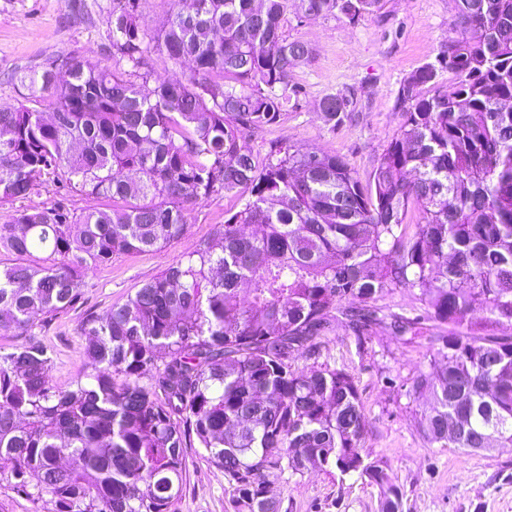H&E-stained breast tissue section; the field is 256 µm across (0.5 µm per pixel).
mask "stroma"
Masks as SVG:
<instances>
[{"instance_id": "1", "label": "stroma", "mask_w": 512, "mask_h": 512, "mask_svg": "<svg viewBox=\"0 0 512 512\" xmlns=\"http://www.w3.org/2000/svg\"><path fill=\"white\" fill-rule=\"evenodd\" d=\"M453 17V0H382L376 13L356 24L333 16L301 22L286 13L284 33L313 49L310 62L296 74L302 92L279 122L243 134L241 145L260 160L276 141L323 150L344 157L361 177H368L401 124L396 104L401 80L447 41ZM70 55L92 66H114L112 0H0L1 104L11 107L22 101L26 90L19 73ZM347 87L357 91L355 118L329 129L317 105L326 94ZM243 204L237 196L212 194L194 207L184 235L174 244L114 255L111 262L85 272L81 297L72 308L37 317L29 334L54 351L49 367L53 384L67 386L88 370L80 331L84 318L124 302ZM57 205L77 214L104 207L105 201L40 185L24 199L0 204V223L23 207ZM439 334L429 324L408 341L381 325L359 341L339 323L322 356L355 374L368 417L366 449L386 463L400 485L405 512H512V448L465 455L431 447L418 431L423 402L409 397L408 389L418 371L427 369ZM184 455L186 481L173 512H233L223 471L208 462L201 448H185ZM271 490L280 512L377 508V487L357 477L340 481L321 472L301 478L285 473L272 477Z\"/></svg>"}]
</instances>
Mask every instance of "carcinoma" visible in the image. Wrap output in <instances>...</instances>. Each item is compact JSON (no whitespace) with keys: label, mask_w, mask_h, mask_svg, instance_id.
<instances>
[{"label":"carcinoma","mask_w":512,"mask_h":512,"mask_svg":"<svg viewBox=\"0 0 512 512\" xmlns=\"http://www.w3.org/2000/svg\"><path fill=\"white\" fill-rule=\"evenodd\" d=\"M380 3L193 0L151 28L146 0H117L112 47L141 85L72 56L20 76L25 102L0 109V202L64 179L112 205L0 224V335L25 338L37 316L72 307L83 269L179 240L210 194L249 199L86 319L83 377L54 385L31 338L0 350L8 489L53 512H172L195 443L234 512H280L269 477L312 470L356 475L378 488L377 512H403L366 452L355 375L319 361L341 318L357 337L386 321L412 339L446 327L408 390L430 400L422 436L465 455L512 447V0H454L452 35L401 82L399 133L367 178L336 154L274 144L260 162L239 144L301 93L311 49L284 34L286 12L356 24ZM156 53L190 62V78L149 85ZM354 98L320 100L330 130ZM395 288L422 313L376 305Z\"/></svg>","instance_id":"1"}]
</instances>
